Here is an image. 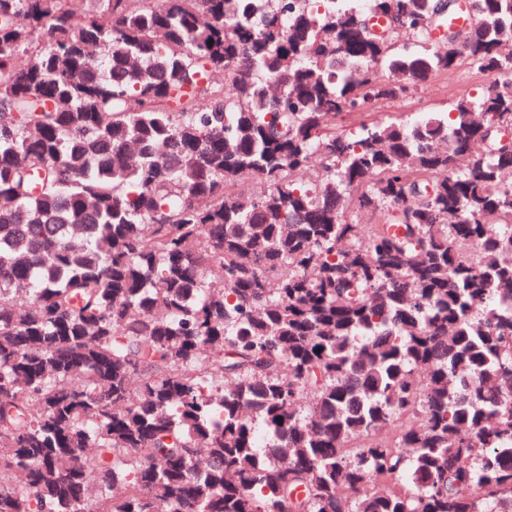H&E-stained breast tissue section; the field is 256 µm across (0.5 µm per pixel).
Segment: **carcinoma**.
<instances>
[{
    "label": "carcinoma",
    "instance_id": "carcinoma-1",
    "mask_svg": "<svg viewBox=\"0 0 512 512\" xmlns=\"http://www.w3.org/2000/svg\"><path fill=\"white\" fill-rule=\"evenodd\" d=\"M346 2L0 0V512H512V0ZM491 74L494 73L477 71L463 64L418 82L416 90L405 98L380 100L375 112L440 111L446 109L448 101L455 97L476 95L484 85L491 82Z\"/></svg>",
    "mask_w": 512,
    "mask_h": 512
}]
</instances>
